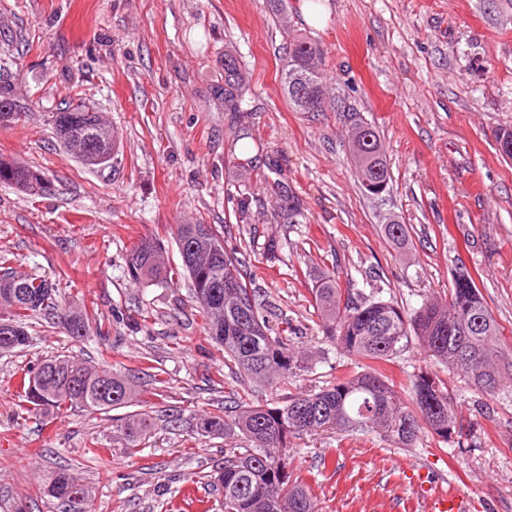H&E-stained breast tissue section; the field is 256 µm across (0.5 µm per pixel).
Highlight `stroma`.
Instances as JSON below:
<instances>
[{"label":"stroma","instance_id":"stroma-1","mask_svg":"<svg viewBox=\"0 0 512 512\" xmlns=\"http://www.w3.org/2000/svg\"><path fill=\"white\" fill-rule=\"evenodd\" d=\"M305 1L290 0L282 18L268 0H0V88L20 114L0 125V159L47 182L37 194L0 183V255L56 283L60 305L91 319L75 340L33 316L30 346L0 355V512H224L221 492L198 476L247 441L200 437L197 418L235 399L276 405L367 366L319 330L312 290L327 272L410 311L447 298L465 265L512 355V159L494 139L512 128V0H309L312 24ZM291 36L324 49L335 111L289 108L281 62ZM228 54L248 81L245 143L220 95ZM76 93L112 126L108 166L85 168L54 135L53 112ZM357 120L376 128L387 157L379 197L362 193L347 150ZM390 217L407 227L405 253L383 235ZM198 223L238 249L263 315L286 323L305 372L272 388L225 365L179 273L176 227ZM145 236L163 245L172 283L129 279L126 256ZM58 355L133 381L155 419L135 455L123 453L111 414L23 409L18 374ZM421 368L445 383L464 437L427 433L401 448L323 427L292 440L288 469L317 512H413L388 468L396 458L464 491L471 512H512V384L483 394L415 343L385 372L406 397ZM61 469L89 491L64 511L43 491Z\"/></svg>","mask_w":512,"mask_h":512}]
</instances>
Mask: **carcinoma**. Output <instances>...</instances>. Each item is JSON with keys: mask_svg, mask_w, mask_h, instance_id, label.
I'll return each mask as SVG.
<instances>
[{"mask_svg": "<svg viewBox=\"0 0 512 512\" xmlns=\"http://www.w3.org/2000/svg\"><path fill=\"white\" fill-rule=\"evenodd\" d=\"M324 49L308 38L290 41L281 65V83L288 105L294 112H327L335 109L326 95L325 77L315 61ZM224 110L244 111L246 82L236 58L224 64ZM78 100L53 113L57 138L78 130L84 139L95 138L92 117L81 111ZM497 150L512 158V129L495 133ZM362 192L371 197L387 192L390 174L382 142L375 127L359 121L351 128L348 144ZM0 183L37 193L45 188L42 176L24 166L0 159ZM221 247V257L206 267L193 268L186 258L200 242L194 225L176 226L182 271L188 275L193 295L208 335L224 347V355L239 372L256 382L277 385L305 369L290 345L280 336H271L268 320L261 314L255 291L248 287L238 263L224 247L221 233L210 227ZM387 241L396 249L409 245L406 225L393 219L384 225ZM126 271L135 282L169 283L174 271L168 269L162 245L150 238L139 240L126 257ZM314 307L325 338L343 353L372 362H387L417 342L432 359L445 363L476 387L491 395L502 381L512 379V357L498 350L500 328L489 312L476 280L466 266L457 267L448 289V299L425 301L407 314L391 300H365L343 289L336 273L323 275L312 289ZM0 329L5 327L14 342L0 343V353H9L30 342L26 321L45 314L75 339L90 328L89 316L78 308L57 304L56 284L48 279L7 271L0 274ZM39 368L50 374L37 381L26 371L19 379L23 402L35 410L85 407L110 412L129 406L136 390L124 375L98 370L66 357L46 359ZM129 454L140 438L153 428L147 412L118 418ZM344 431L377 432L408 448L424 433L443 441L455 434L457 415L441 382L426 371L414 374L411 400H404L377 368L336 378L331 386L317 392L292 395L279 405L244 404L227 419L206 416L197 423L203 437L238 430L249 448L224 449V465L210 474V482L222 490L224 512H314L312 496L303 484L290 482L286 452L293 438L310 433L328 423ZM85 485L74 473H53L43 491L63 503L71 502V488Z\"/></svg>", "mask_w": 512, "mask_h": 512, "instance_id": "cac0c4a2", "label": "carcinoma"}]
</instances>
